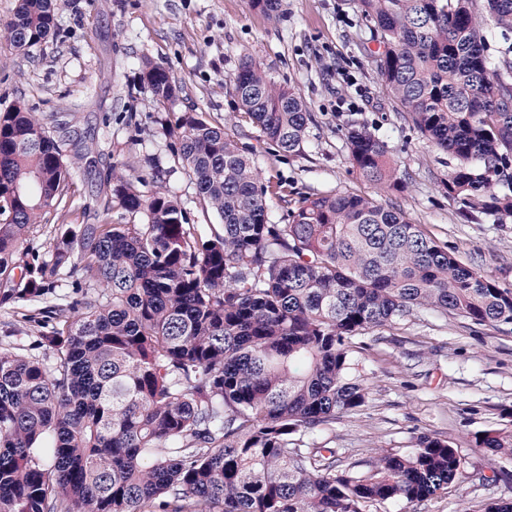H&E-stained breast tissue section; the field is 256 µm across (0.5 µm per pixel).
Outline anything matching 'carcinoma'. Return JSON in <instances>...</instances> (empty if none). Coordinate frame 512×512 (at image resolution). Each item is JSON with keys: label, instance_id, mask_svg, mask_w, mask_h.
I'll use <instances>...</instances> for the list:
<instances>
[{"label": "carcinoma", "instance_id": "obj_1", "mask_svg": "<svg viewBox=\"0 0 512 512\" xmlns=\"http://www.w3.org/2000/svg\"><path fill=\"white\" fill-rule=\"evenodd\" d=\"M354 3L383 45V90L454 160L440 186L459 217L512 218V57L487 54L472 0ZM484 9L512 31V0ZM58 27L57 0H21L0 39L28 51ZM141 81L159 105L181 91L150 61ZM232 83L269 144L304 151L312 117L296 92L254 61ZM168 134L202 212L222 221L210 238L158 176L115 164L112 205L143 221L78 224L31 257L24 243L68 196L80 156L24 103L0 112V305L67 274L80 292L46 310L58 324L38 346L51 356L0 346V512H363L448 489L461 461L439 437L339 471L335 449L303 436L364 405L354 338L420 309L512 324V292L372 197H306L273 224L269 186L226 127L184 112ZM346 139L362 178L404 188L367 125ZM475 444L512 456L511 431Z\"/></svg>", "mask_w": 512, "mask_h": 512}]
</instances>
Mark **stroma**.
<instances>
[{"label":"stroma","instance_id":"obj_1","mask_svg":"<svg viewBox=\"0 0 512 512\" xmlns=\"http://www.w3.org/2000/svg\"><path fill=\"white\" fill-rule=\"evenodd\" d=\"M59 22L57 33L29 55L0 40V111L22 101L49 129L66 122V135L83 154L65 216L48 215L30 235V250L46 253L58 224L83 223L84 207L110 195L104 176L112 164L133 165L147 155L156 157L160 179L194 223H217L197 210L195 186L163 128L192 110L223 124L239 110L231 79L253 60L298 92L313 115L299 155L276 151L249 121L231 130L275 189L273 223H283L305 196H378L512 290V220L471 224L458 217L438 188L453 162L381 89L376 34L353 0H281L274 16L250 0H62ZM148 60L168 68L181 86L173 106H157L141 84ZM363 123L385 142L406 178L404 189L380 193L353 170L346 132ZM38 310L0 306V339L29 347L42 332L31 320ZM351 356L368 388L365 405L320 427L305 444L335 448L345 469L383 451H407L425 433L450 441L461 460L447 493L415 506L374 503L365 512H478L512 499V456L492 457L474 445L486 430L512 428V324L478 326L423 310L356 337Z\"/></svg>","mask_w":512,"mask_h":512}]
</instances>
